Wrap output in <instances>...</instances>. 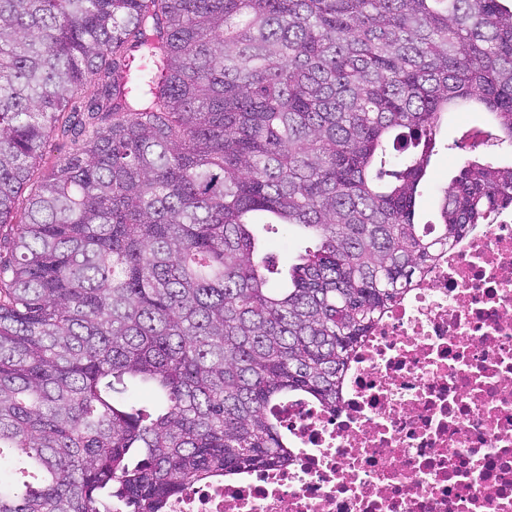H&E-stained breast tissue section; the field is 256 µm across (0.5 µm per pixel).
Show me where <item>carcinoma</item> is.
Here are the masks:
<instances>
[{
	"label": "carcinoma",
	"instance_id": "cac0c4a2",
	"mask_svg": "<svg viewBox=\"0 0 512 512\" xmlns=\"http://www.w3.org/2000/svg\"><path fill=\"white\" fill-rule=\"evenodd\" d=\"M464 105L512 147L506 0H0V512L288 464L277 407L336 412L379 317L512 216L483 141L415 222ZM260 216L315 240L286 288Z\"/></svg>",
	"mask_w": 512,
	"mask_h": 512
}]
</instances>
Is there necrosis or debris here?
Returning a JSON list of instances; mask_svg holds the SVG:
<instances>
[{
  "label": "necrosis or debris",
  "mask_w": 512,
  "mask_h": 512,
  "mask_svg": "<svg viewBox=\"0 0 512 512\" xmlns=\"http://www.w3.org/2000/svg\"><path fill=\"white\" fill-rule=\"evenodd\" d=\"M281 420L287 465L166 512H512V219L453 240L378 319L336 413L293 397Z\"/></svg>",
  "instance_id": "necrosis-or-debris-1"
}]
</instances>
